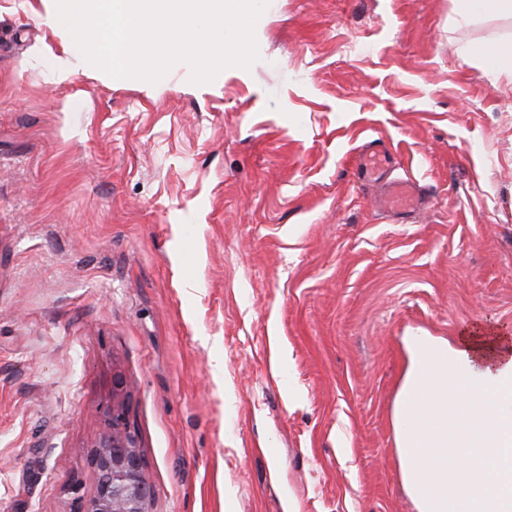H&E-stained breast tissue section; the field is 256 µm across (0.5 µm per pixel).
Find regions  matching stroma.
Listing matches in <instances>:
<instances>
[{
  "label": "stroma",
  "mask_w": 512,
  "mask_h": 512,
  "mask_svg": "<svg viewBox=\"0 0 512 512\" xmlns=\"http://www.w3.org/2000/svg\"><path fill=\"white\" fill-rule=\"evenodd\" d=\"M0 0V512L92 493L122 379L153 512H418L410 332L512 331V80L457 0H270L259 59L155 84ZM368 138L431 184L395 223Z\"/></svg>",
  "instance_id": "1"
}]
</instances>
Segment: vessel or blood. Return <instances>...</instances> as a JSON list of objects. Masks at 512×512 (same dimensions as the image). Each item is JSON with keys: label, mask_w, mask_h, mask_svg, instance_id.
Masks as SVG:
<instances>
[{"label": "vessel or blood", "mask_w": 512, "mask_h": 512, "mask_svg": "<svg viewBox=\"0 0 512 512\" xmlns=\"http://www.w3.org/2000/svg\"><path fill=\"white\" fill-rule=\"evenodd\" d=\"M395 165V152L386 142L371 140L358 150L356 174L359 180L380 184L382 208L397 220L425 209L430 191L426 184L395 176Z\"/></svg>", "instance_id": "obj_1"}]
</instances>
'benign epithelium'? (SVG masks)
<instances>
[{"mask_svg": "<svg viewBox=\"0 0 512 512\" xmlns=\"http://www.w3.org/2000/svg\"><path fill=\"white\" fill-rule=\"evenodd\" d=\"M99 419L91 455L95 489L85 495L72 487V512H152L155 491L124 408L122 381H116L112 400L99 410Z\"/></svg>", "mask_w": 512, "mask_h": 512, "instance_id": "1", "label": "benign epithelium"}]
</instances>
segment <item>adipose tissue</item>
<instances>
[{
  "label": "adipose tissue",
  "instance_id": "obj_1",
  "mask_svg": "<svg viewBox=\"0 0 512 512\" xmlns=\"http://www.w3.org/2000/svg\"><path fill=\"white\" fill-rule=\"evenodd\" d=\"M397 415L404 485L418 512H512V334L415 332ZM460 466L449 468V455Z\"/></svg>",
  "mask_w": 512,
  "mask_h": 512
}]
</instances>
